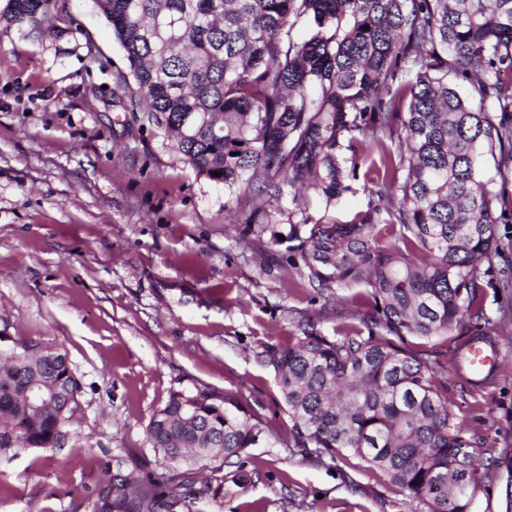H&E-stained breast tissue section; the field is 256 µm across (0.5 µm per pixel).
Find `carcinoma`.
<instances>
[{
    "label": "carcinoma",
    "mask_w": 512,
    "mask_h": 512,
    "mask_svg": "<svg viewBox=\"0 0 512 512\" xmlns=\"http://www.w3.org/2000/svg\"><path fill=\"white\" fill-rule=\"evenodd\" d=\"M124 51L148 121L200 177L251 195L244 224H288L291 264L310 285H362L336 336L313 329L262 352L273 367L298 447L345 453L380 470L425 512H469L463 461L480 483L478 448L455 422L436 351L404 348L465 332L464 348L497 332L478 289L505 255L512 223V0H95ZM310 22L306 38L297 23ZM0 28L74 36L52 0H7ZM472 86L460 94L448 74ZM383 167L367 209L329 214L358 163ZM492 161L496 175L486 174ZM291 206L280 204L283 188ZM324 206L316 219L311 200ZM53 389L33 409L31 383ZM77 381L66 353H0V453L54 445ZM263 435L237 399L173 391L147 427L166 461L108 475L92 512H200L242 494L236 459Z\"/></svg>",
    "instance_id": "obj_1"
}]
</instances>
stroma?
I'll list each match as a JSON object with an SVG mask.
<instances>
[{
    "label": "stroma",
    "mask_w": 512,
    "mask_h": 512,
    "mask_svg": "<svg viewBox=\"0 0 512 512\" xmlns=\"http://www.w3.org/2000/svg\"><path fill=\"white\" fill-rule=\"evenodd\" d=\"M74 40L0 32V351L63 348L78 382L52 448L0 455V512H90L107 471L162 469L147 426L172 391L237 398L265 429L246 449L244 495L203 512H415L354 456L292 444L266 347L352 312L290 265V241L246 232L223 184L197 176L137 100L114 105L124 52L93 0H56ZM434 343L448 398L483 461L512 457V330L498 370L462 387ZM512 485L486 472L470 512H507Z\"/></svg>",
    "instance_id": "obj_1"
}]
</instances>
